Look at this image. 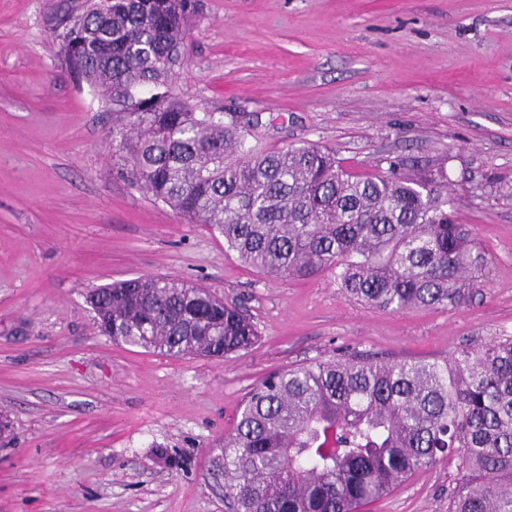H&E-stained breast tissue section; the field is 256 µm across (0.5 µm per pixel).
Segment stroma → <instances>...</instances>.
Returning <instances> with one entry per match:
<instances>
[{
    "instance_id": "obj_1",
    "label": "stroma",
    "mask_w": 512,
    "mask_h": 512,
    "mask_svg": "<svg viewBox=\"0 0 512 512\" xmlns=\"http://www.w3.org/2000/svg\"><path fill=\"white\" fill-rule=\"evenodd\" d=\"M72 2L0 0V512H229L212 451L267 374L342 347L432 362L512 336V0H198L184 99L255 118L265 149L447 173L483 286L404 312L327 273L265 277L124 177L111 112L54 38ZM140 275L244 304L258 342L220 360L112 344L84 295ZM452 473L421 469L364 512H448Z\"/></svg>"
}]
</instances>
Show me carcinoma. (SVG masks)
Masks as SVG:
<instances>
[{
  "label": "carcinoma",
  "mask_w": 512,
  "mask_h": 512,
  "mask_svg": "<svg viewBox=\"0 0 512 512\" xmlns=\"http://www.w3.org/2000/svg\"><path fill=\"white\" fill-rule=\"evenodd\" d=\"M196 0H85L56 24L65 64L112 112L129 180L263 275L322 273L351 299L397 311L456 307L487 259L428 178L388 161L358 173L311 143L247 144L250 121L176 92ZM103 336L170 357L224 358L259 339L203 288L146 276L86 295ZM214 469L234 512H359L448 460V512H512V336L443 362L348 348L273 372L247 395Z\"/></svg>",
  "instance_id": "carcinoma-1"
}]
</instances>
